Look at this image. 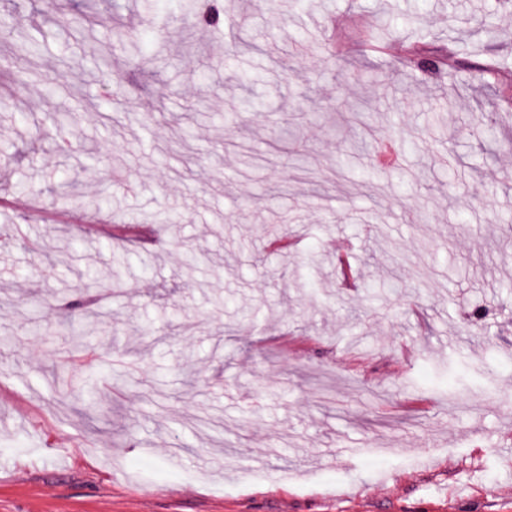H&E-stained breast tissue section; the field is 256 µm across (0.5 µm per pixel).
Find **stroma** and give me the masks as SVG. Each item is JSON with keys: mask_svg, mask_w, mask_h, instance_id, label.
<instances>
[{"mask_svg": "<svg viewBox=\"0 0 512 512\" xmlns=\"http://www.w3.org/2000/svg\"><path fill=\"white\" fill-rule=\"evenodd\" d=\"M0 11V512H512V8Z\"/></svg>", "mask_w": 512, "mask_h": 512, "instance_id": "1", "label": "stroma"}]
</instances>
